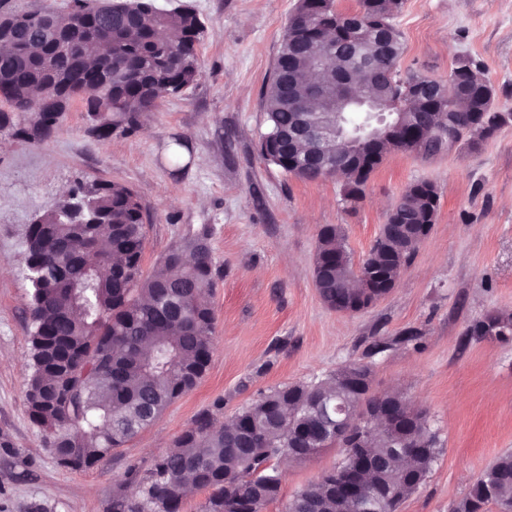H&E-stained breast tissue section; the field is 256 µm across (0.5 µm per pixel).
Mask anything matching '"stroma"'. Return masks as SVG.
<instances>
[{
  "label": "stroma",
  "instance_id": "35a3bbf8",
  "mask_svg": "<svg viewBox=\"0 0 512 512\" xmlns=\"http://www.w3.org/2000/svg\"><path fill=\"white\" fill-rule=\"evenodd\" d=\"M185 5L205 26L200 76L128 127L92 116L80 100L36 137V116L0 103V512H112V491L153 460L203 412L229 421L259 392L314 383L348 361L372 369L373 388L425 410L439 441L426 480L398 512H450L498 456L512 452V340L468 336L493 311L512 312V121L478 149L433 156L392 151L357 203L342 179L304 181L267 163L262 92L298 0H155ZM395 23L402 69L447 78L456 56L482 67L496 107L512 113V0H403ZM110 136L98 135L101 122ZM185 143L173 153L174 139ZM129 186L145 213L143 273L172 246L206 234L216 269L215 334L201 383L99 465L60 467L30 419L31 292L24 231L76 182ZM419 181L440 195L437 220L394 290L357 314L327 308L313 285L323 226L342 227L353 264L378 237L388 209ZM408 330L415 341H401ZM339 447L281 465L278 500L332 469Z\"/></svg>",
  "mask_w": 512,
  "mask_h": 512
}]
</instances>
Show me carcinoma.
<instances>
[{"label": "carcinoma", "mask_w": 512, "mask_h": 512, "mask_svg": "<svg viewBox=\"0 0 512 512\" xmlns=\"http://www.w3.org/2000/svg\"><path fill=\"white\" fill-rule=\"evenodd\" d=\"M97 0H71L67 11L54 23L64 25L71 15L96 13ZM402 0H358V7L344 12L337 0H299L296 14L317 27L316 39L331 66L339 71L359 70L368 96L388 99L406 120L420 117L424 133L434 135L441 123L433 97L407 98L399 78L426 79L421 72L401 73L405 46L395 18ZM29 24L13 43L0 45V89L19 103H33L43 84L57 69L68 71L67 94L81 97L93 115L111 112V101L123 99L126 122L148 107L146 85L157 89L184 90L200 73L197 45L204 33L198 15L187 6L160 9L152 0H120L112 20L98 19L88 34L112 58L116 70L112 96L97 69V61L77 66L65 55L50 52L39 57L45 41L43 11L25 10ZM296 27L283 32L271 78L262 102L268 130L259 151L265 161L302 180H311L298 169H288V154L272 149L269 137L288 129L299 107L334 118L336 90L313 100L308 85L323 75L320 60L292 48ZM457 93L454 108L468 134L467 144L479 148L505 122L495 110V90L478 63L460 56L448 75ZM37 114V129L48 135L57 114L27 108ZM370 171L344 169L345 200L356 203ZM440 200L428 181L409 187L398 200L401 221L421 224L435 221ZM112 220L108 225L92 220ZM144 215L135 193L112 180L80 184L62 195L55 206L25 229L26 278L31 284L32 331L30 374L26 400L33 422L47 432L49 447L59 465L85 471L102 462L140 431L150 426L177 398L193 390L203 378L212 353L215 323L210 298L215 288V268L205 237L198 236L173 246L153 272L143 276ZM403 255L413 253L403 235L388 232L377 238L373 249ZM316 258L329 271L325 303L334 305L355 294L352 284L370 259L353 268L344 245L342 228L324 229L317 241ZM102 266L114 267L110 275H98ZM470 332L497 340L512 336V313L491 312L474 323ZM349 371L369 373L368 365L349 362L332 376L308 386L296 385L288 411L279 409L285 387L261 393L237 414L239 428L228 429L210 414L200 415L174 445L162 452L143 475L131 473L142 485V497L131 501L118 489L112 495V512H181L184 484L212 489L205 512H234L243 499L267 504L276 500L281 473L271 461L292 453L295 441L305 438L314 450L332 444L326 437V420L336 408L351 407L358 396L345 388ZM409 437L428 449L402 460L392 456L399 440ZM368 453L380 461L382 482L399 489L401 498L422 482L437 456V436L426 416L412 412L400 423L390 421L376 430ZM492 493L483 475L452 512H483L489 504L500 512H512V453L492 464ZM326 487L312 483L292 500L294 512H336V497Z\"/></svg>", "instance_id": "1"}]
</instances>
